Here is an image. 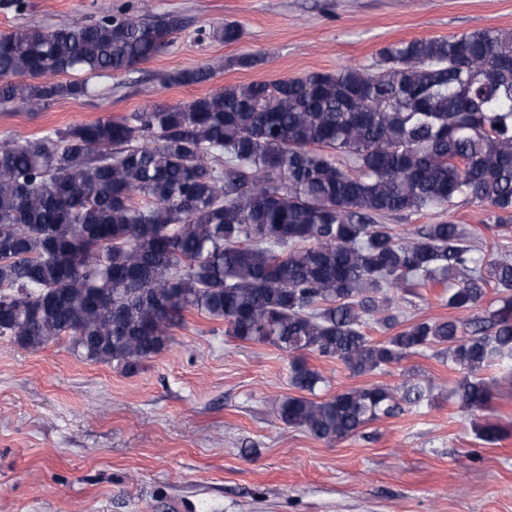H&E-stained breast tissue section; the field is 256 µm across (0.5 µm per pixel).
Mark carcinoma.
Instances as JSON below:
<instances>
[{"label":"carcinoma","mask_w":512,"mask_h":512,"mask_svg":"<svg viewBox=\"0 0 512 512\" xmlns=\"http://www.w3.org/2000/svg\"><path fill=\"white\" fill-rule=\"evenodd\" d=\"M188 25L122 10L92 24H28L0 37V105L38 112L90 95L61 76L129 72ZM226 43L238 24L212 30ZM223 67L178 70L202 84ZM461 199L512 224V31L393 42L376 70L349 66L227 86L176 105L47 130L0 146V337L134 373L195 311L237 340L291 356L286 425L328 443L355 437L419 383L315 400V353L354 375L436 348L472 412L495 398L481 371L512 360V258L452 222L397 235L381 220ZM448 288L466 320L404 325L395 292ZM496 304L477 312L487 290ZM374 322L381 342L363 331Z\"/></svg>","instance_id":"cac0c4a2"}]
</instances>
